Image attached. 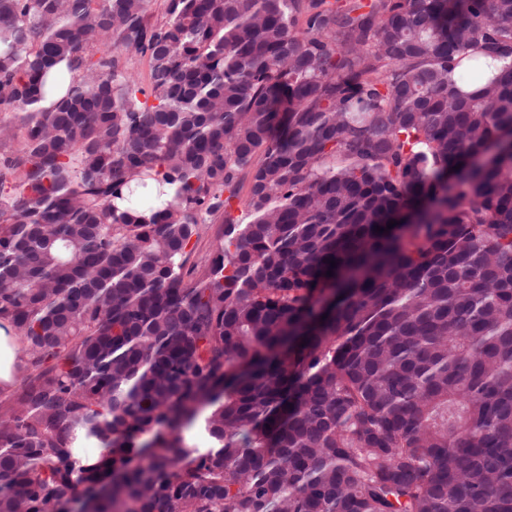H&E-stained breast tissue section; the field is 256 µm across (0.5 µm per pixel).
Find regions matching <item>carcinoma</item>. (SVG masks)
Instances as JSON below:
<instances>
[{
  "label": "carcinoma",
  "mask_w": 512,
  "mask_h": 512,
  "mask_svg": "<svg viewBox=\"0 0 512 512\" xmlns=\"http://www.w3.org/2000/svg\"><path fill=\"white\" fill-rule=\"evenodd\" d=\"M0 112V512H512V0H0ZM10 334V336H6V329L0 328V388L4 391H9L15 386L12 366L15 362L18 337L12 331Z\"/></svg>",
  "instance_id": "1"
}]
</instances>
